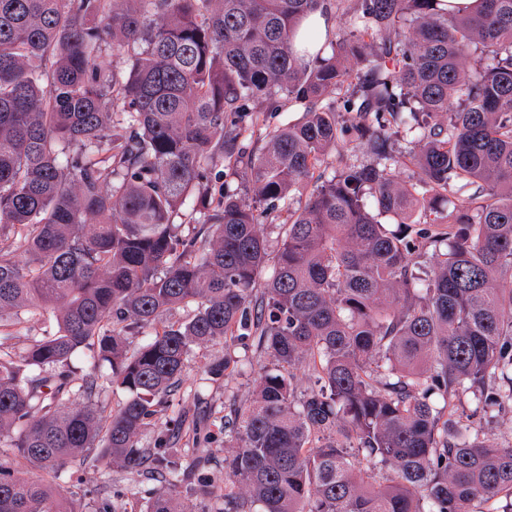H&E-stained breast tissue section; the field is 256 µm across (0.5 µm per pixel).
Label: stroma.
<instances>
[{
	"mask_svg": "<svg viewBox=\"0 0 512 512\" xmlns=\"http://www.w3.org/2000/svg\"><path fill=\"white\" fill-rule=\"evenodd\" d=\"M219 347L192 346L185 372L177 387L167 397V416L183 418L184 424L171 445L173 457L181 465L192 464L198 449H209L210 471L215 486L224 484V417L230 405L249 404L255 385L254 371H234L219 379L211 378L204 367L222 356ZM160 477L146 469L130 471L121 467H103L96 456L73 461L63 488L83 501L87 512H96L101 503L114 504L117 512H141L145 491L157 486Z\"/></svg>",
	"mask_w": 512,
	"mask_h": 512,
	"instance_id": "obj_1",
	"label": "stroma"
}]
</instances>
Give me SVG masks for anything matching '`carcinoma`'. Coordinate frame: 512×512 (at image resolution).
Instances as JSON below:
<instances>
[{"label": "carcinoma", "mask_w": 512, "mask_h": 512, "mask_svg": "<svg viewBox=\"0 0 512 512\" xmlns=\"http://www.w3.org/2000/svg\"><path fill=\"white\" fill-rule=\"evenodd\" d=\"M478 2L0 0V449L33 469L0 462V512H85L56 480L92 452L163 470L144 512L214 494L161 417L207 344L213 378L269 360L224 416L218 512H512V439L458 414L512 408V0ZM332 7L349 27L299 52ZM282 96L302 116L257 153ZM23 320L57 331L16 353Z\"/></svg>", "instance_id": "carcinoma-1"}]
</instances>
